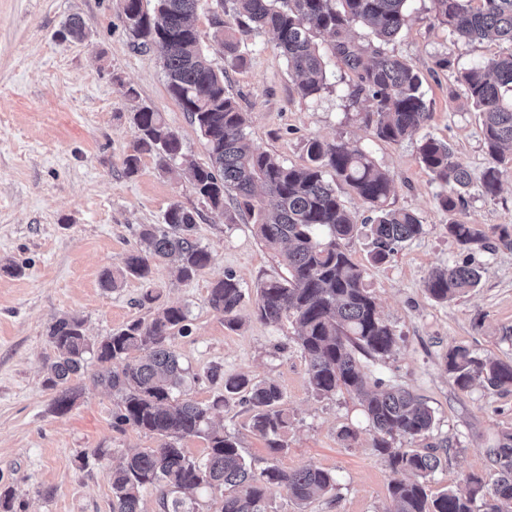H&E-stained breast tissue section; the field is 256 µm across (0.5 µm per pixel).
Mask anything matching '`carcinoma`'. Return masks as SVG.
Listing matches in <instances>:
<instances>
[{
	"label": "carcinoma",
	"mask_w": 512,
	"mask_h": 512,
	"mask_svg": "<svg viewBox=\"0 0 512 512\" xmlns=\"http://www.w3.org/2000/svg\"><path fill=\"white\" fill-rule=\"evenodd\" d=\"M203 0H155L153 11L144 0H122V22L140 48L168 44L162 54L169 94L187 112L205 141L206 166L190 168V181L199 197L214 209L224 208L230 197L234 211L253 220L256 237L278 252L285 278L268 279L256 288L255 315L266 324L287 320L294 341L307 363L308 385L320 397L344 389L361 398L369 424L377 433L376 450L394 475L390 494L394 512H512V430L501 433L497 446L488 449L495 478L492 486L471 476L462 488L431 497L426 480L441 464L442 445L422 450L395 448L397 437L426 436L435 414L423 398L401 387L370 383L358 366L357 356L379 361L397 346V336L381 317L364 283V271L345 248L356 229L351 215L325 178L349 186L371 208V258L387 261L403 244L424 233V225L411 211L391 209L387 199L390 175L357 143L311 138L304 149L307 164L289 166L277 156L254 147L245 133L246 117L226 92L224 72L216 70L200 46L194 21ZM238 34L267 29L274 35L289 69L296 75V92L312 98L327 87L326 63L315 37L335 38L332 52L357 77L353 90L364 96L375 122L376 135L398 143L412 136L430 119L423 81L413 65L379 46L359 45L349 38L355 25L369 27L386 44L401 35L413 19L407 0H234ZM435 17L450 32L468 41L502 40L512 43V0H432ZM467 102L478 113L489 163L480 178L487 196L498 193L507 165L512 164V103L502 89L512 91V53L488 60L484 70L461 75ZM137 139L124 158L129 173L137 171L141 156L155 154L163 165L181 153L179 136L161 113L139 107L131 113ZM420 158L434 179L452 186L441 206L452 219L448 233L464 250H512V232L497 224H464L455 219L462 203L460 190L472 177L454 156L449 144L426 138ZM197 213L178 204L164 214V226L143 224L139 247L124 257L117 271L107 269V288L131 276L147 282L152 266L173 258L178 277L193 279L207 267L211 253L196 236ZM480 271L466 260L437 268L425 282L428 295L446 302L478 287ZM244 298L236 276L224 273L213 283L208 302L224 314V324L240 326L238 310ZM191 332L188 311L179 306L157 309L145 320L91 344L82 323L59 319L48 338L56 355L49 363L47 382L59 389L55 410L66 412L73 401L71 379L84 369L86 356L102 365L97 383L118 396L113 424L132 426L157 435L161 443L127 456L112 474V512H140L143 490L161 492L164 512H194L179 496L184 490L208 487L222 491L217 512H267L274 489L304 505L334 489L336 477L313 464L295 469L276 466L255 474L239 451L238 439L210 427V413L244 392L252 411L251 431L273 452L285 450L281 439L288 430V410L278 385L254 382L245 376L224 379V395L210 405L181 399L185 369L171 348V337ZM448 373L461 391L476 380L493 389L512 388V363L479 358L463 347L446 356ZM186 437L207 442L202 460L187 455L178 443Z\"/></svg>",
	"instance_id": "cac0c4a2"
}]
</instances>
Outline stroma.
Listing matches in <instances>:
<instances>
[{"label": "stroma", "mask_w": 512, "mask_h": 512, "mask_svg": "<svg viewBox=\"0 0 512 512\" xmlns=\"http://www.w3.org/2000/svg\"><path fill=\"white\" fill-rule=\"evenodd\" d=\"M407 6L412 25L384 49L420 72L431 118L397 144L378 139L373 125L364 123L370 107L351 100L356 78L331 54L332 37L316 38L326 53L328 85L318 97L303 99L271 33L241 37L232 56L216 45L219 26L237 23L233 0H204L196 30L214 68L225 71V87L245 114L254 146L301 166L307 139L358 143L393 179L389 207L421 220L419 238L386 262L372 263L366 225L371 211L348 186L336 188L358 224L347 249L398 337L385 360L364 358L360 366L369 379L408 387L434 409L428 439L399 437L394 445L446 444L442 465L428 482L435 495L472 476L492 481L486 451L512 429V390L479 383L459 390L444 362L456 346L512 362V251L459 247L439 203L447 188L423 167L419 146L427 137L443 140L470 171L460 221L512 228V169L496 196L482 194L479 179L488 156L481 122L457 80L460 72L512 52V44L458 39L434 20L431 0H408ZM121 12L122 0H0V492L12 490L24 512H112L113 469L127 453L159 441L131 426H113L116 399L97 383L101 365L92 357L73 382L71 407L56 413V391L46 384L54 357L48 331L56 320L74 318L89 342H98L153 315V308L139 303L150 286L160 305L189 312L190 334L171 340L186 370L188 397L207 404L223 394L222 383L206 379L214 368L223 379L243 375L282 390L290 425L281 453L252 433L240 398L212 416L215 426L238 437L254 470L313 464L335 475V489L302 508L285 491L273 490L269 512H390L393 475L374 446L359 400L344 390L315 397L292 327L256 319L257 284L285 270L255 236L248 216L228 222L196 194L184 170L188 163L207 162L204 141L167 90L160 50L137 49ZM73 17L84 24L83 39L66 33ZM130 88L137 99L128 98ZM139 105L161 112L182 151L166 167L155 155H142L131 174L123 160L136 138L131 114ZM174 204L198 212L196 235L211 253L210 264L183 281L172 264L160 263L151 283L129 278L104 288L103 270L120 266L135 248L139 226L162 223ZM467 259L482 268L478 288L448 303L430 298L424 283L432 269ZM228 271L245 294L238 311L242 324L234 330L208 302L212 284ZM346 428L355 431L354 439L341 438Z\"/></svg>", "instance_id": "35a3bbf8"}]
</instances>
